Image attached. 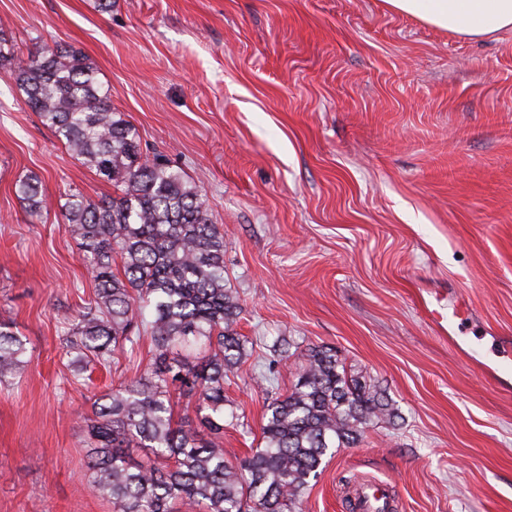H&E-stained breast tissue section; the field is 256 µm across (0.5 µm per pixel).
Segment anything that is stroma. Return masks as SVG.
<instances>
[{
    "label": "stroma",
    "mask_w": 512,
    "mask_h": 512,
    "mask_svg": "<svg viewBox=\"0 0 512 512\" xmlns=\"http://www.w3.org/2000/svg\"><path fill=\"white\" fill-rule=\"evenodd\" d=\"M0 42L80 49L202 188L252 349L224 383L229 461L261 444L266 386L297 380L291 359L264 377L284 336L335 348L400 414L325 458L299 512H347L354 476L389 483L393 512H512V391L480 370L512 337V29L465 38L383 0H0ZM30 175L38 216L14 191ZM75 190L114 192L0 65V318L32 350L0 379V512H112L86 489L82 417L152 355L71 375L62 320L94 289L62 222ZM15 193L24 201L30 215L38 216L48 208L41 181L37 176H28L15 184Z\"/></svg>",
    "instance_id": "stroma-1"
}]
</instances>
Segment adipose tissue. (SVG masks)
I'll use <instances>...</instances> for the list:
<instances>
[{
    "label": "adipose tissue",
    "mask_w": 512,
    "mask_h": 512,
    "mask_svg": "<svg viewBox=\"0 0 512 512\" xmlns=\"http://www.w3.org/2000/svg\"><path fill=\"white\" fill-rule=\"evenodd\" d=\"M398 14L467 37L481 38L512 29V0H385Z\"/></svg>",
    "instance_id": "obj_1"
}]
</instances>
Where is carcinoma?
Segmentation results:
<instances>
[{
  "instance_id": "carcinoma-1",
  "label": "carcinoma",
  "mask_w": 512,
  "mask_h": 512,
  "mask_svg": "<svg viewBox=\"0 0 512 512\" xmlns=\"http://www.w3.org/2000/svg\"><path fill=\"white\" fill-rule=\"evenodd\" d=\"M14 63L29 108L74 156L115 188L98 201L79 192L64 209L79 241L94 296L63 319L67 352L103 366L118 352L132 358L140 341L153 353L146 374L97 398L83 417L87 485L113 512H296L299 497L332 448L357 445L369 426L392 424L398 408L363 375L347 373L336 351L314 346L275 356L299 362L297 382L266 398L263 447L239 466L224 458V379L247 356L235 326L242 307L224 283V232L202 190L141 138L112 108L94 64L82 52L46 45ZM15 193L32 216L48 208L41 181L28 176ZM27 340L0 322V376L29 362ZM194 418L177 424L171 390ZM145 448L150 464L131 459Z\"/></svg>"
}]
</instances>
